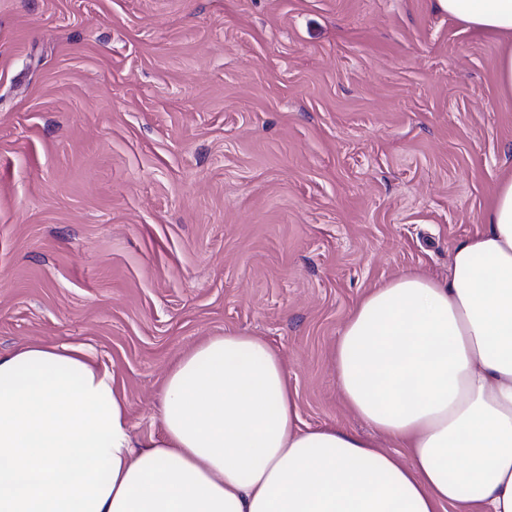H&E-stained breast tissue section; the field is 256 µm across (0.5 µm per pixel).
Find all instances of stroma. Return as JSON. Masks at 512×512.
Returning <instances> with one entry per match:
<instances>
[{"label": "stroma", "mask_w": 512, "mask_h": 512, "mask_svg": "<svg viewBox=\"0 0 512 512\" xmlns=\"http://www.w3.org/2000/svg\"><path fill=\"white\" fill-rule=\"evenodd\" d=\"M501 49L436 0H0V354L85 346L141 443L170 365L244 331L305 424L366 432L331 350L512 174Z\"/></svg>", "instance_id": "35a3bbf8"}]
</instances>
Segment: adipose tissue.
<instances>
[{
	"mask_svg": "<svg viewBox=\"0 0 512 512\" xmlns=\"http://www.w3.org/2000/svg\"><path fill=\"white\" fill-rule=\"evenodd\" d=\"M437 5L505 41L512 98V0ZM330 359L378 439L303 426L282 355L243 332L170 367L161 433L139 446L84 346L0 354V512H512V176L447 279L407 272L369 291Z\"/></svg>",
	"mask_w": 512,
	"mask_h": 512,
	"instance_id": "obj_1",
	"label": "adipose tissue"
}]
</instances>
